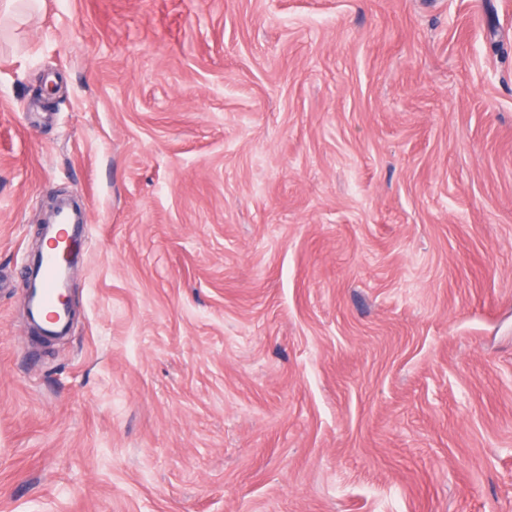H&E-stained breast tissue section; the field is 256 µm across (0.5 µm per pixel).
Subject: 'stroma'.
<instances>
[{"instance_id": "35a3bbf8", "label": "stroma", "mask_w": 512, "mask_h": 512, "mask_svg": "<svg viewBox=\"0 0 512 512\" xmlns=\"http://www.w3.org/2000/svg\"><path fill=\"white\" fill-rule=\"evenodd\" d=\"M0 512H512V0H0ZM89 227V224H82V228L84 230L89 229ZM82 228L73 224L70 215L67 212L61 211L57 214L55 224L52 226L51 239L53 240L58 236L69 240L76 239L82 235ZM56 247L57 244L51 243L41 252L39 263L28 269L25 282L26 288L31 286L30 312L46 334L56 331L66 321L65 310L71 317L73 316V302L68 289L59 290L63 271V253L57 251ZM59 291V299L65 310L57 301Z\"/></svg>"}]
</instances>
